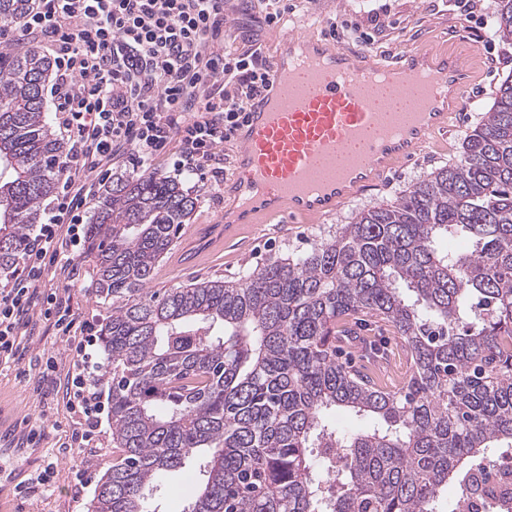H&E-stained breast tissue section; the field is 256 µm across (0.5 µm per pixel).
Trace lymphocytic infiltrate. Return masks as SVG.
Segmentation results:
<instances>
[{"instance_id":"lymphocytic-infiltrate-1","label":"lymphocytic infiltrate","mask_w":512,"mask_h":512,"mask_svg":"<svg viewBox=\"0 0 512 512\" xmlns=\"http://www.w3.org/2000/svg\"><path fill=\"white\" fill-rule=\"evenodd\" d=\"M13 26L52 53L51 94L69 149L53 205L0 287V366L24 359L32 321L65 336L74 328L69 297L45 277L52 267L73 273L97 177L119 158L154 168L167 150L175 171L221 190L220 148L270 77L261 46L225 52L236 32L224 25V0H38ZM95 343L84 338L66 391L82 420L65 444L73 459L105 411Z\"/></svg>"}]
</instances>
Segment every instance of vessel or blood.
<instances>
[{
    "mask_svg": "<svg viewBox=\"0 0 512 512\" xmlns=\"http://www.w3.org/2000/svg\"><path fill=\"white\" fill-rule=\"evenodd\" d=\"M272 38L268 87L236 131L224 182L228 240L281 215L335 216L474 101L477 53L461 26L457 48L408 47L391 59L285 29Z\"/></svg>",
    "mask_w": 512,
    "mask_h": 512,
    "instance_id": "vessel-or-blood-1",
    "label": "vessel or blood"
}]
</instances>
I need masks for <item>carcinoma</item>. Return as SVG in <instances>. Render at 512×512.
<instances>
[{
	"label": "carcinoma",
	"mask_w": 512,
	"mask_h": 512,
	"mask_svg": "<svg viewBox=\"0 0 512 512\" xmlns=\"http://www.w3.org/2000/svg\"><path fill=\"white\" fill-rule=\"evenodd\" d=\"M31 0H0V20ZM492 36L512 45V0ZM51 62L0 51V271L12 268L65 148L46 115ZM196 198L152 171L104 183L90 222L112 375V465L88 512H159L165 477H201L184 512H437L472 460L512 448V75L461 158L360 210L311 251L237 280L149 291ZM464 236L457 251L448 238ZM389 324L399 392L341 363L336 324ZM343 408L364 425L330 419ZM387 340L389 352L387 362L383 365L393 363L395 364L396 369L385 376L384 379L379 382V385L391 390H396L401 387L406 376L409 374L410 361L400 339L397 336L389 335L387 336Z\"/></svg>",
	"instance_id": "obj_1"
}]
</instances>
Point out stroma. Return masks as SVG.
I'll return each instance as SVG.
<instances>
[{"mask_svg":"<svg viewBox=\"0 0 512 512\" xmlns=\"http://www.w3.org/2000/svg\"><path fill=\"white\" fill-rule=\"evenodd\" d=\"M224 12L236 28V47L248 41L268 45L272 33L256 19L251 0H226ZM380 14L382 25L374 33L371 50L377 54L396 52L416 45L445 48L451 45L455 29L461 20L454 0H302L299 9L284 20L285 27L323 35L324 21L341 18L351 23L366 24L373 14ZM480 67L476 82L475 101L461 114L453 130L434 139L412 160L404 163L376 186L355 198L334 218L319 223H291L283 218L267 224H254L234 240L221 245L205 244L196 265L182 263V239L187 229L160 260L150 289L158 290L186 286L200 279L230 280L261 267L269 258L302 254L335 232L337 225L350 223L360 209L379 201H391L409 183L416 181L435 167L455 162L467 133L480 122L496 85L512 73V46L491 40L489 48L479 49ZM180 181L197 200L190 221L194 224H213L224 211V199L216 195L209 184L199 178L184 175ZM75 276L50 272L52 287L69 293L73 318L77 324L70 335L35 328L28 346L31 360L0 370V423L10 424L22 418L28 424L49 425L50 435L41 443V464L55 467L52 483L32 484L20 498H0V512H88L95 487L112 461V425L103 417L99 433L84 448L79 467H72L61 445L73 429L79 426V416L71 412L65 391L76 358V346L82 334L81 324L91 322L102 326L108 306L94 295L92 266L86 249H79ZM55 358L57 371L45 376L33 358L38 354Z\"/></svg>","mask_w":512,"mask_h":512,"instance_id":"obj_1","label":"stroma"}]
</instances>
